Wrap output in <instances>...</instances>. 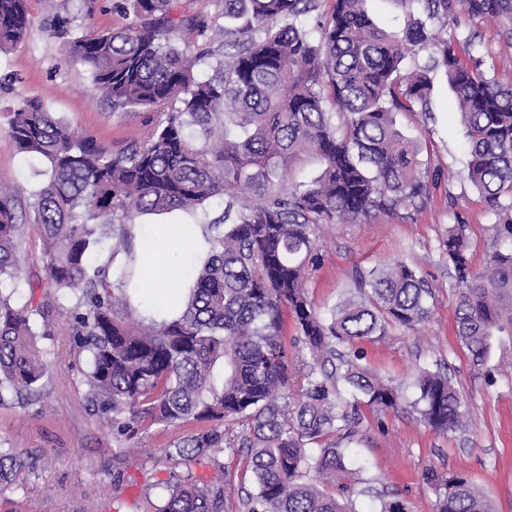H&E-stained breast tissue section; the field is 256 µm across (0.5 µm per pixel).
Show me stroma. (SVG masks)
<instances>
[{
  "label": "stroma",
  "mask_w": 512,
  "mask_h": 512,
  "mask_svg": "<svg viewBox=\"0 0 512 512\" xmlns=\"http://www.w3.org/2000/svg\"><path fill=\"white\" fill-rule=\"evenodd\" d=\"M118 0H93L90 14L74 12L71 0H29L28 32L16 48L0 54V76L15 78L16 93L40 100L78 132L97 137L112 149L138 137L150 109L121 112L94 96L86 67L66 53L54 34L55 16L71 14L74 36L121 26ZM432 33L450 34L461 61L498 84L512 85V11L496 17L458 7L448 22L428 21ZM433 48L420 50L408 67H431V117L401 113L398 128L421 146L428 174L439 180L418 207L380 214L367 224H325L318 235L322 263L309 272L306 289L318 308L353 292L358 273L400 260L432 290L428 320L414 328L390 327L386 336L357 344L364 365L382 379L411 392L419 368L445 374L463 397L467 416L461 427L440 434L410 407L376 412L360 407L351 442L367 466L369 492L357 495L363 512L378 495L396 494L409 512H434L435 493L425 475L461 473L486 493L496 512H512V335L494 337L487 365L474 366L454 330L456 288L443 241L455 220L465 223L474 271H481L496 245L492 224L477 190L467 179L462 150L465 129L453 107L442 68L433 65ZM15 95H0V113L12 109ZM44 161L18 153L0 122V184L20 189V208H28L43 181ZM37 330L52 335L40 394L30 400L6 397L0 404V440L50 461L38 468L27 494L0 493V512H145L149 486L170 479L165 467L144 466L146 456H163L195 424L155 425L139 438H117L105 419L79 392L86 363L69 354L61 315L36 319ZM125 453V486L120 506L112 504L113 456ZM224 512H246L242 503L253 484L240 455L224 453Z\"/></svg>",
  "instance_id": "1"
}]
</instances>
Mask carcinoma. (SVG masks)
<instances>
[{"label": "carcinoma", "mask_w": 512, "mask_h": 512, "mask_svg": "<svg viewBox=\"0 0 512 512\" xmlns=\"http://www.w3.org/2000/svg\"><path fill=\"white\" fill-rule=\"evenodd\" d=\"M180 0H130L129 22L72 37L67 53L90 73L94 93L113 111L156 107L142 136L114 152L77 134L37 99L3 113L18 152L47 161L45 181L18 214L17 193L0 188V400L33 395L45 376L47 349L34 316L66 318L86 401L131 438L156 424L209 421L154 466L172 480L149 501L152 512H224L226 448L246 451L255 491L247 512H356L352 497L367 482L349 438L361 406L398 410L403 391L384 382L352 351L337 370L336 344L354 347L398 324L430 316L429 285L408 265L361 272L357 295L322 313L304 290L318 265L319 226L366 224L379 213L416 207L429 195L419 147L397 127L400 112L431 116L428 69L404 71L415 48L435 47L466 127L467 177L495 217L505 246L475 273L457 220L443 241L454 269L455 333L476 366L492 338L512 334V86L502 87L433 39L418 16L448 24L457 6L497 14L507 0H391L408 17L398 35L376 26L365 0H333L309 29L320 0H224L210 20L179 11ZM28 0H0V52L28 30ZM203 38L178 42L179 34ZM304 153L319 175L284 190L276 183ZM224 201V221L204 225L207 255H179L172 267L187 287L152 288L133 233L143 213L195 211ZM33 225L45 280L22 271L18 252ZM186 224L163 226L158 240L185 239ZM105 239L112 246L96 262ZM43 289L35 301V288ZM148 305L173 319L141 314ZM300 347L288 349L285 317ZM410 406L433 429L462 425L467 407L448 377L422 369ZM240 427L234 437L225 423ZM36 457L0 448V492L26 493ZM204 462L210 482L193 468ZM436 512H492L463 475H426Z\"/></svg>", "instance_id": "obj_1"}]
</instances>
